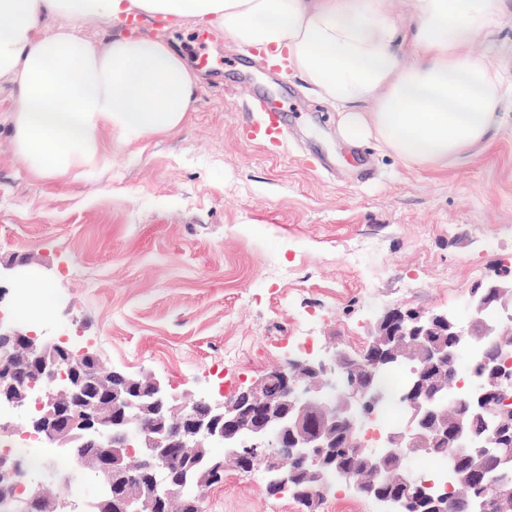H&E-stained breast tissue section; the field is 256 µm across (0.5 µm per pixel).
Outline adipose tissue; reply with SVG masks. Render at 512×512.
Wrapping results in <instances>:
<instances>
[{
  "instance_id": "adipose-tissue-1",
  "label": "adipose tissue",
  "mask_w": 512,
  "mask_h": 512,
  "mask_svg": "<svg viewBox=\"0 0 512 512\" xmlns=\"http://www.w3.org/2000/svg\"><path fill=\"white\" fill-rule=\"evenodd\" d=\"M409 3L415 25L400 38L381 0H0L16 153L32 174L57 177L96 160L102 128L131 144L184 123L197 77L166 41L117 34L99 43L75 32L86 18L136 13L217 24L237 43L287 52L335 107L347 143L374 140L409 165L448 162L491 139L512 91V75L459 52L492 30L496 0ZM48 17L61 23L41 32Z\"/></svg>"
}]
</instances>
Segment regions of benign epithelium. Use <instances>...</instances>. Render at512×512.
I'll return each instance as SVG.
<instances>
[{"instance_id":"benign-epithelium-1","label":"benign epithelium","mask_w":512,"mask_h":512,"mask_svg":"<svg viewBox=\"0 0 512 512\" xmlns=\"http://www.w3.org/2000/svg\"><path fill=\"white\" fill-rule=\"evenodd\" d=\"M468 322L448 311L393 305L376 318L367 346H341L326 356L288 359L232 395L217 401L194 398L153 374L102 371L87 347L23 333L0 313V431L13 430L10 414L23 412L30 433L67 449L92 471L101 490L100 512H125L138 502L148 512H206L205 490L231 469L248 475L261 468L266 491L317 502L336 475L358 497L374 499L379 512H409L418 479L402 461L419 448L463 454L480 448L489 456L512 441L499 415L512 400L477 380L473 368L498 381L512 379L505 333L512 330V270L479 284L467 302ZM455 337L448 343V337ZM412 369L397 392L408 422L376 434L368 476L357 478L334 466L336 449L359 453L357 430L387 399L382 373ZM474 378L462 392L469 411L484 420L474 430L456 418L448 428V383L461 370ZM197 448H222L193 471L180 463ZM400 480L396 492L379 489ZM22 461L0 455V505L5 512H77L70 503L22 484Z\"/></svg>"}]
</instances>
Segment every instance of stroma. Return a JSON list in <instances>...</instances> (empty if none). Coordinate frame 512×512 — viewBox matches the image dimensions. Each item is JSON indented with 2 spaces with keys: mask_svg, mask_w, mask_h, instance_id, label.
I'll use <instances>...</instances> for the list:
<instances>
[{
  "mask_svg": "<svg viewBox=\"0 0 512 512\" xmlns=\"http://www.w3.org/2000/svg\"><path fill=\"white\" fill-rule=\"evenodd\" d=\"M161 35L198 71L192 112L132 145L100 132L93 166L34 176L17 156L14 91L0 79V261L26 260L48 286L37 323L14 295L0 312L22 331L66 336L108 370L153 373L219 400L301 355L361 349L376 316L403 304L466 318L468 294L512 269V104L483 146L445 164L406 166L374 141L338 135L335 108L297 74L221 28L185 20ZM512 72V0L492 34L463 45ZM289 113L287 148L249 141L246 107ZM244 343L241 362L224 348ZM208 512H301L289 493L234 471L205 492Z\"/></svg>",
  "mask_w": 512,
  "mask_h": 512,
  "instance_id": "1",
  "label": "stroma"
}]
</instances>
